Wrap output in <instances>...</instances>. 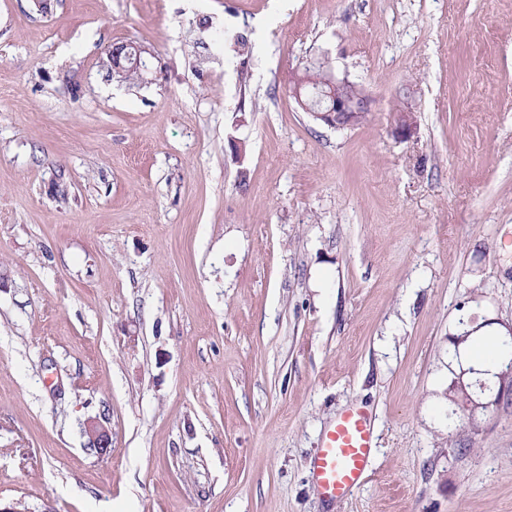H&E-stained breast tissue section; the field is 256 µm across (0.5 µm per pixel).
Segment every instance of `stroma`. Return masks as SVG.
<instances>
[{"label": "stroma", "mask_w": 512, "mask_h": 512, "mask_svg": "<svg viewBox=\"0 0 512 512\" xmlns=\"http://www.w3.org/2000/svg\"><path fill=\"white\" fill-rule=\"evenodd\" d=\"M125 44L153 53L128 81ZM316 62L362 124L290 95ZM488 319L512 0H0L1 505L512 512V393L448 429L449 339ZM349 409L375 458L328 503L311 461ZM299 74L304 75L306 78L307 85L305 86V89L309 94L315 93L317 87H321L327 79V88L324 89L323 94L331 99V106L327 111L316 110L311 112L315 119L320 120L324 124L330 127L343 128H345L344 126H353L356 124L357 116L361 114L363 110L370 111V97L368 94L362 102L356 101L365 93L358 85L353 83V86H342L339 91L342 95L347 96L345 97L341 96L337 89L339 85L346 84L349 81L340 80L339 78H335L331 75L327 78L326 74L320 69V67H306ZM363 113L364 115L361 116L360 121L357 122V124L366 119L368 112ZM88 438V444L93 447L101 456H107L112 448V433L98 420H91L84 429Z\"/></svg>", "instance_id": "1"}]
</instances>
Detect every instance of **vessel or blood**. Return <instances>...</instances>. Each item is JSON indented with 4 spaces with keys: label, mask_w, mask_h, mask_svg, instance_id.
Returning <instances> with one entry per match:
<instances>
[{
    "label": "vessel or blood",
    "mask_w": 512,
    "mask_h": 512,
    "mask_svg": "<svg viewBox=\"0 0 512 512\" xmlns=\"http://www.w3.org/2000/svg\"><path fill=\"white\" fill-rule=\"evenodd\" d=\"M375 448L374 429L361 411L348 410L326 431L312 459L320 496L333 501L348 496L370 472Z\"/></svg>",
    "instance_id": "obj_1"
}]
</instances>
